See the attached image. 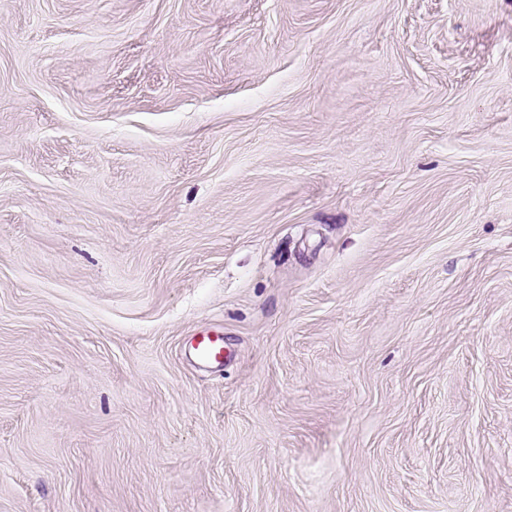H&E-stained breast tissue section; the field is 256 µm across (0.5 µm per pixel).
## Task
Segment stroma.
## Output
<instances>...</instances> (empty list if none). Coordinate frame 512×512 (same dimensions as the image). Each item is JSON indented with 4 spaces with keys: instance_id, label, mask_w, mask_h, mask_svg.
Here are the masks:
<instances>
[{
    "instance_id": "1",
    "label": "stroma",
    "mask_w": 512,
    "mask_h": 512,
    "mask_svg": "<svg viewBox=\"0 0 512 512\" xmlns=\"http://www.w3.org/2000/svg\"><path fill=\"white\" fill-rule=\"evenodd\" d=\"M0 512H512V0H0ZM191 352L195 360L203 365H224V339L221 333L205 332L191 341Z\"/></svg>"
}]
</instances>
